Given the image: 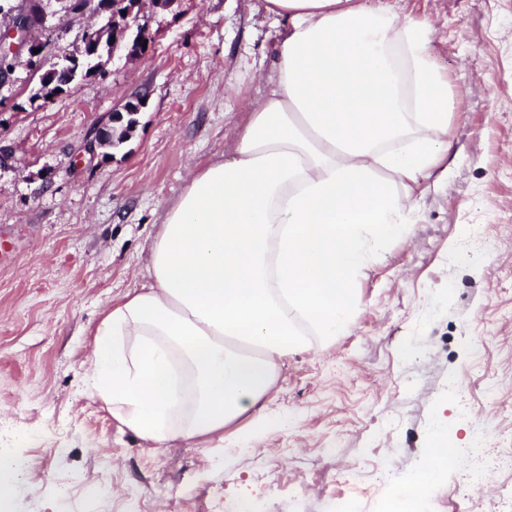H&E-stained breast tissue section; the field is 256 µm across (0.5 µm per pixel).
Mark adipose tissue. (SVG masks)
<instances>
[{
  "instance_id": "obj_1",
  "label": "adipose tissue",
  "mask_w": 512,
  "mask_h": 512,
  "mask_svg": "<svg viewBox=\"0 0 512 512\" xmlns=\"http://www.w3.org/2000/svg\"><path fill=\"white\" fill-rule=\"evenodd\" d=\"M277 63L231 153L164 209L148 281L104 314L91 387L154 448L223 441L290 352L352 324L374 252L409 238L416 188L448 155L432 28L362 0H266ZM456 455L438 427L412 481Z\"/></svg>"
}]
</instances>
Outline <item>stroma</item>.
Wrapping results in <instances>:
<instances>
[{"mask_svg":"<svg viewBox=\"0 0 512 512\" xmlns=\"http://www.w3.org/2000/svg\"><path fill=\"white\" fill-rule=\"evenodd\" d=\"M424 18L448 82V173L422 186L412 234L389 243L359 277L362 305L329 344L290 354L250 444L152 448L94 397L92 333L104 310L145 281L164 207L191 170L233 148L265 90L281 22L265 0H176L148 10L155 38L140 59L108 61L50 103L33 100L40 69L19 59L0 86V512H388L408 496L430 439L446 425L458 446L427 489L436 512H512L499 497L512 470L479 494L473 423L512 454V0H368ZM49 0L47 36L73 48L104 18ZM142 98L130 140L90 148L115 109ZM483 225L494 247L466 238ZM498 396L486 398L487 380ZM32 435L12 440L16 430ZM384 463L390 486L342 483ZM68 485L60 499V485ZM108 492L96 494L99 485ZM193 495L181 503L183 489Z\"/></svg>","mask_w":512,"mask_h":512,"instance_id":"obj_1","label":"stroma"}]
</instances>
